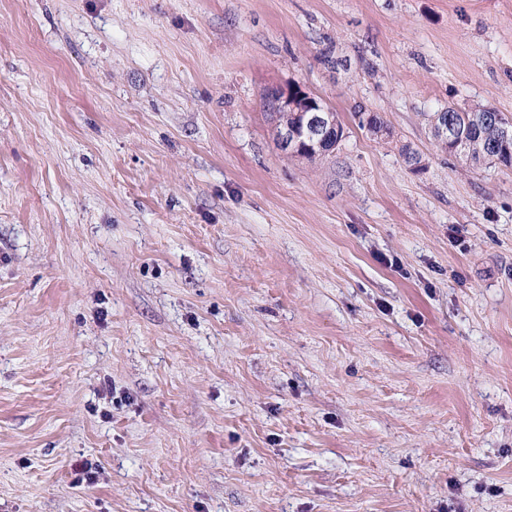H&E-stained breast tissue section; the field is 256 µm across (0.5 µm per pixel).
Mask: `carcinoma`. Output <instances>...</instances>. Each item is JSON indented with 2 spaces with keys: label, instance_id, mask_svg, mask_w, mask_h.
<instances>
[{
  "label": "carcinoma",
  "instance_id": "carcinoma-1",
  "mask_svg": "<svg viewBox=\"0 0 512 512\" xmlns=\"http://www.w3.org/2000/svg\"><path fill=\"white\" fill-rule=\"evenodd\" d=\"M448 115V126L456 131V140L460 145L448 143L442 148L453 155H462L472 163L492 159L505 165H512V139L503 140V120L493 121L499 115L495 109L484 105H475L467 110L452 106L443 108ZM443 114V115H445ZM443 115L440 112L425 114L429 127L440 124Z\"/></svg>",
  "mask_w": 512,
  "mask_h": 512
}]
</instances>
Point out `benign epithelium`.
<instances>
[{
  "mask_svg": "<svg viewBox=\"0 0 512 512\" xmlns=\"http://www.w3.org/2000/svg\"><path fill=\"white\" fill-rule=\"evenodd\" d=\"M283 112H293L297 120L278 132L281 146L299 156L308 151L315 155L329 154L336 150L342 139L336 116L299 84L277 87L269 91Z\"/></svg>",
  "mask_w": 512,
  "mask_h": 512,
  "instance_id": "benign-epithelium-1",
  "label": "benign epithelium"
}]
</instances>
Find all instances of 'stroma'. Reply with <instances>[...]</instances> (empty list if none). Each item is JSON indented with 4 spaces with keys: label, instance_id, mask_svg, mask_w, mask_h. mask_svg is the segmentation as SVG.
Returning a JSON list of instances; mask_svg holds the SVG:
<instances>
[{
    "label": "stroma",
    "instance_id": "obj_1",
    "mask_svg": "<svg viewBox=\"0 0 512 512\" xmlns=\"http://www.w3.org/2000/svg\"><path fill=\"white\" fill-rule=\"evenodd\" d=\"M476 104L512 0H0V512H512V166L424 120ZM269 94L282 111H279L273 101L272 103L267 99V107L276 118L277 127L289 121L293 122V115L298 117L295 122L284 126L278 132V139L285 150L296 156L305 151L318 155L336 150L343 132L336 123L337 113L335 112V116L328 110L329 107L321 99L318 98L328 109L299 83L273 88ZM289 112L295 113L289 115Z\"/></svg>",
    "mask_w": 512,
    "mask_h": 512
}]
</instances>
